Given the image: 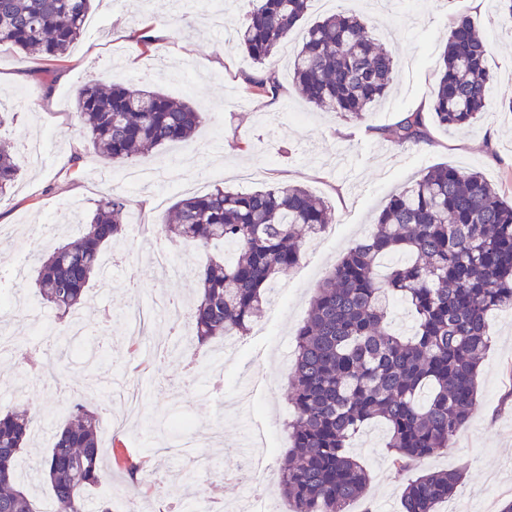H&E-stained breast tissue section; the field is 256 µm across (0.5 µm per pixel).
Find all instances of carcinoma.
Listing matches in <instances>:
<instances>
[{"mask_svg": "<svg viewBox=\"0 0 512 512\" xmlns=\"http://www.w3.org/2000/svg\"><path fill=\"white\" fill-rule=\"evenodd\" d=\"M309 2L257 0L231 36V48L261 66L245 77L251 95L278 87L264 64ZM91 6L92 0H0V46L60 60L82 35ZM397 68L367 20L338 11L305 29L292 80L317 108L359 124L387 94ZM493 88L477 22L453 18L430 102L433 121L447 129L477 123L492 108ZM75 119L87 148L121 165L190 139L207 113L150 88L106 90L93 78L77 92ZM389 134L399 145L430 142L421 112L406 113ZM18 177L12 147L1 142L0 196ZM126 212L124 196L107 195L80 237L38 255L35 296L59 318L86 302L101 250L123 235ZM334 220L324 199L296 185L248 193L216 187L177 201L162 232L221 248L191 271L199 288L188 310L194 342L249 333L277 276L297 265L305 241ZM396 301L412 318L408 334L393 327ZM495 310H512V194L477 170L430 167L390 198L324 278L297 331L286 424L291 449L281 462L288 512H346L363 496L368 473L350 441L371 422L385 426V448L399 471L448 447L474 404L490 348L487 315ZM38 415L28 407L0 410V512H40L16 482V462ZM106 455L96 413L74 397L68 422L41 461L56 512H85V491L100 479ZM459 479L448 470L416 477L405 487L401 512H437Z\"/></svg>", "mask_w": 512, "mask_h": 512, "instance_id": "obj_1", "label": "carcinoma"}]
</instances>
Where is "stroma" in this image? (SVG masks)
Segmentation results:
<instances>
[{
    "mask_svg": "<svg viewBox=\"0 0 512 512\" xmlns=\"http://www.w3.org/2000/svg\"><path fill=\"white\" fill-rule=\"evenodd\" d=\"M483 2L478 9L473 0H397L392 8L371 14L363 0H312L308 21L346 8L371 16L373 37L392 33L387 46L398 59V71L386 98L362 124L317 109L295 89L289 62L302 45L298 30L268 63L280 82L278 95L248 94L244 77L255 66L243 52L230 50L226 38L243 23L252 0H181L176 8L168 0H96L48 94L37 83L43 62L0 46V74L14 77L5 87L9 117L0 123V140L11 144L20 166L15 188L0 197V228L10 229L17 244L13 250L0 249V281L18 290L20 302L0 306V321L21 347L0 356V394L9 404L44 409L17 466L20 486L37 499L41 512H52V500L36 463L67 419L74 381L88 371L96 387L83 400L99 418L108 414L113 379L144 391L137 417L124 428L100 432L102 446L115 454L104 462L105 476L86 490L89 512L105 501L121 506L133 496L142 512H190L202 496L226 512H287L277 477L289 448L285 424L292 417L289 373L282 360L293 353L294 337L319 284L370 229L385 203L427 168L477 169L493 184L512 183V112L489 113L461 130L429 124L430 143L413 147L396 146L387 135L405 113L430 102L448 26L460 14L477 20L487 43L495 98H512V31L499 21L497 0ZM148 26L162 27L166 35L144 53L128 36ZM92 78L136 87L145 83L182 95L207 112V121L190 141L130 161V168L156 172V189L114 182L112 165L86 150L72 114L76 90ZM36 142L45 147L38 165L26 155L27 145ZM285 184L323 197L336 221L322 237L306 242L297 267L278 275L281 296L265 308L262 332L245 336L236 354L224 360L221 393L210 392V371L188 380L181 374L180 357L162 364L148 358L151 340L168 336V322L159 319L149 334L129 335L122 313L130 305L147 308L157 292L186 294L192 286L187 278L160 280L150 261L148 237L130 231L102 250L110 264L92 282L80 312L81 343H67L63 356L44 357V372L54 376L51 383L35 385L25 377L22 350L39 344L42 327L57 322L53 308L34 300L37 268L31 257L50 243L30 234L29 225L57 224L64 238L76 239L78 216L92 213L102 197L116 192L129 201L127 224L158 227L177 200L206 194L214 186L248 192ZM489 335L491 348L481 365L469 420L447 449L418 466L422 472L462 471L443 512H499L502 501L512 499V402L506 399L512 391V316L492 313ZM183 417L197 424L196 453L207 461L206 471L190 482L182 478L189 468L188 451L171 437ZM352 451L370 482L349 512L367 506L372 512H399L406 480L396 474L380 428H365ZM121 453L146 460L157 483L134 486L117 459ZM249 456L259 458L271 476L260 499L248 497L242 484L227 479Z\"/></svg>",
    "mask_w": 512,
    "mask_h": 512,
    "instance_id": "stroma-1",
    "label": "stroma"
}]
</instances>
